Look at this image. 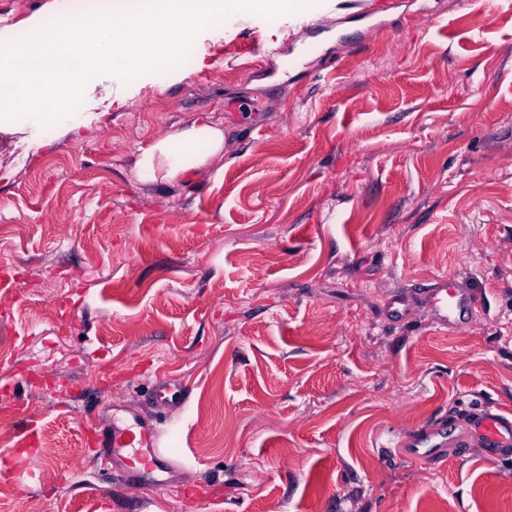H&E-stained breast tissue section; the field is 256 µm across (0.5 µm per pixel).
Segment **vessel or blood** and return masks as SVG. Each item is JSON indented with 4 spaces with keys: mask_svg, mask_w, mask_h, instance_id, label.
I'll list each match as a JSON object with an SVG mask.
<instances>
[{
    "mask_svg": "<svg viewBox=\"0 0 512 512\" xmlns=\"http://www.w3.org/2000/svg\"><path fill=\"white\" fill-rule=\"evenodd\" d=\"M421 300L434 324L458 328L468 325L479 313L482 303L471 290L455 280L442 278L423 290ZM152 395L163 402H182L190 390L161 379L152 387ZM477 439L489 459L512 454V413L480 409L473 413L462 441ZM447 443V429L438 423L424 426L412 434L395 440L396 450H407L410 456H421L429 462L441 463L440 450ZM119 459L132 462L133 475L165 482L177 462L167 448L163 430L152 421L135 413L113 419L103 438L97 439L91 454L93 463Z\"/></svg>",
    "mask_w": 512,
    "mask_h": 512,
    "instance_id": "1",
    "label": "vessel or blood"
}]
</instances>
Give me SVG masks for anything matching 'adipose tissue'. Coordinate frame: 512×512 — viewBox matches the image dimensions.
<instances>
[{
    "mask_svg": "<svg viewBox=\"0 0 512 512\" xmlns=\"http://www.w3.org/2000/svg\"><path fill=\"white\" fill-rule=\"evenodd\" d=\"M252 0H170L158 11L132 12L112 4L85 15L58 18L50 6L32 14L15 40L0 51V132L20 133L29 150L108 122L111 96L93 93L90 74L138 84L160 58L194 43L200 31L224 28L226 12ZM92 31L95 45L68 56L65 46ZM224 154L221 125L194 122L174 129L144 150L136 163L141 182H178Z\"/></svg>",
    "mask_w": 512,
    "mask_h": 512,
    "instance_id": "1",
    "label": "adipose tissue"
}]
</instances>
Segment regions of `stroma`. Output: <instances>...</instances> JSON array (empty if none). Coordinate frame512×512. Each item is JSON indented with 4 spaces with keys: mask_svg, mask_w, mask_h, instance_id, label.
<instances>
[{
    "mask_svg": "<svg viewBox=\"0 0 512 512\" xmlns=\"http://www.w3.org/2000/svg\"><path fill=\"white\" fill-rule=\"evenodd\" d=\"M198 42L100 128L0 133V267L26 296L0 295V453L32 425L53 448L0 475V512H512V455L389 446L512 411V0H303ZM202 120L220 160L137 179ZM442 276L481 295L472 324L428 321ZM162 377L185 405L152 400ZM120 404L165 429L169 484L88 465ZM447 431L448 429L441 426V423H431L408 436L395 440L393 447L398 452L409 453L413 458L422 456L431 463L439 464L443 461L439 448L447 443ZM406 446L411 448H404Z\"/></svg>",
    "mask_w": 512,
    "mask_h": 512,
    "instance_id": "35a3bbf8",
    "label": "stroma"
}]
</instances>
